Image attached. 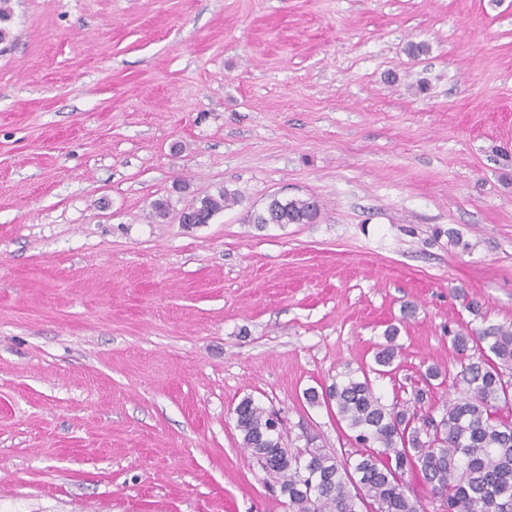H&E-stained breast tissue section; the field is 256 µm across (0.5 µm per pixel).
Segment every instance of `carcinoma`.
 Returning a JSON list of instances; mask_svg holds the SVG:
<instances>
[{"mask_svg": "<svg viewBox=\"0 0 512 512\" xmlns=\"http://www.w3.org/2000/svg\"><path fill=\"white\" fill-rule=\"evenodd\" d=\"M238 195L226 189L195 199L191 223L207 224L235 205ZM320 208L312 198L273 196L251 224H311ZM481 317L477 327L453 333L451 344L460 371L452 387L460 395L448 402L440 419L417 407L427 398L419 389L414 407L387 406L375 394L367 375L351 373L333 383L325 395L310 388L306 400L335 404L337 414L354 432V455L339 458L316 449L307 456L289 455L266 409L250 397L235 407L241 445L267 473L277 477L288 512H421L409 495L407 476L417 475L431 487L441 512H512V325L482 317L481 306H469ZM397 329L384 331L385 344L375 363L391 366L396 357Z\"/></svg>", "mask_w": 512, "mask_h": 512, "instance_id": "cac0c4a2", "label": "carcinoma"}]
</instances>
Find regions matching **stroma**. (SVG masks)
<instances>
[{"mask_svg":"<svg viewBox=\"0 0 512 512\" xmlns=\"http://www.w3.org/2000/svg\"><path fill=\"white\" fill-rule=\"evenodd\" d=\"M8 6L0 512H288L243 397L289 453L342 457L307 388L367 369L410 406L428 366L459 371L469 301L512 324V0ZM274 195L321 213L248 223ZM237 202V193H232L226 189L219 190L217 195L198 197L193 202L196 206V212L190 223L207 224L218 212L235 205Z\"/></svg>","mask_w":512,"mask_h":512,"instance_id":"1","label":"stroma"}]
</instances>
